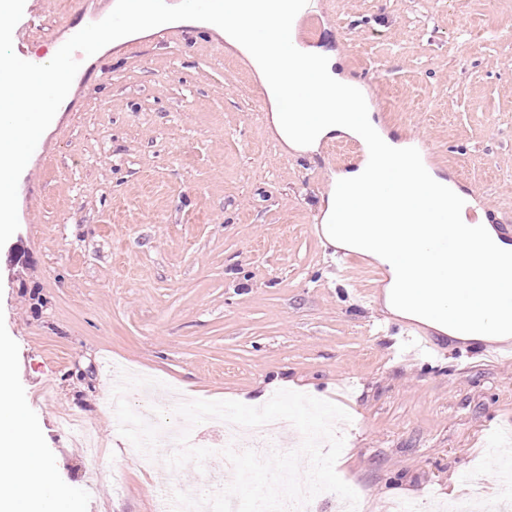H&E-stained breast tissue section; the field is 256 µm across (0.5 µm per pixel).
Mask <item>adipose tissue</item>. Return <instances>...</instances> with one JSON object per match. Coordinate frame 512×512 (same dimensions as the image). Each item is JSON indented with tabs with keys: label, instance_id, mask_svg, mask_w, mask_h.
Listing matches in <instances>:
<instances>
[{
	"label": "adipose tissue",
	"instance_id": "1",
	"mask_svg": "<svg viewBox=\"0 0 512 512\" xmlns=\"http://www.w3.org/2000/svg\"><path fill=\"white\" fill-rule=\"evenodd\" d=\"M221 8L223 37L267 88L270 122L287 149L311 155L330 139L354 138L362 144L363 160L332 176L321 208L323 236L335 249L358 251L369 262L386 267L379 297L382 310L396 319L422 323L452 341H470L478 332L489 342L512 341V324L504 323L500 305L501 300H512V241L497 226L484 220L470 223L465 211L449 206V235L471 241L478 251L492 248L497 259L474 265L460 282L436 279L434 268L449 271L458 262L453 254L436 253L437 227L424 221L436 190L448 187V180L432 171L422 180L399 173L394 177L398 193L381 195L373 169H389L394 157L411 146L393 140L374 121L368 91L343 71L340 51L298 44L304 12L292 8L290 0H222ZM123 9L132 28L110 36L91 31L94 47L120 46L134 32L148 35L157 16L176 17L187 25L196 22L182 14L174 0H125ZM271 14L283 15L285 30L257 45L253 29ZM46 78L40 68L0 70V117L16 119L9 130L0 132V208L14 206L22 123L39 114L37 91ZM297 80L305 85L303 93L282 104L279 84ZM13 381L12 350L0 342V512H74L76 504L48 464L41 436L25 404L15 396Z\"/></svg>",
	"mask_w": 512,
	"mask_h": 512
}]
</instances>
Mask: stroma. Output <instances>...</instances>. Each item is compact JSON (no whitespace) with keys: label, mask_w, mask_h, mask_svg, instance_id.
Returning <instances> with one entry per match:
<instances>
[{"label":"stroma","mask_w":512,"mask_h":512,"mask_svg":"<svg viewBox=\"0 0 512 512\" xmlns=\"http://www.w3.org/2000/svg\"><path fill=\"white\" fill-rule=\"evenodd\" d=\"M300 41L339 47L379 123L418 137L512 238V0H317ZM75 91L18 173L0 237V338L15 390L78 512H158L155 467L128 466L105 402L108 365L168 385L174 402L250 403L290 389L350 416L338 476L367 512H439L485 499L512 466V363L473 345L409 363L356 258L353 294L312 226L357 140L286 154L263 89L213 35L128 41L74 75ZM93 432L96 457L61 423ZM125 466L112 492L111 468Z\"/></svg>","instance_id":"obj_1"}]
</instances>
